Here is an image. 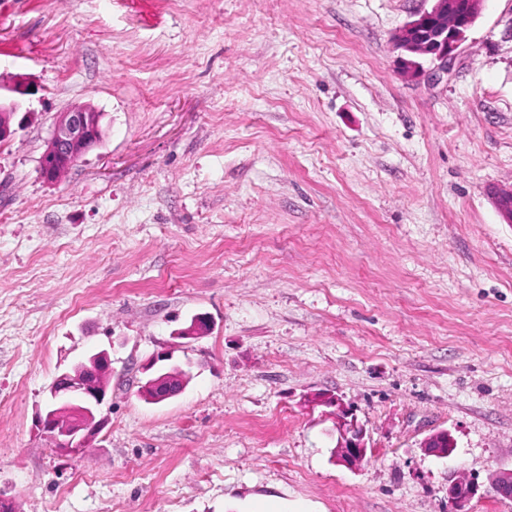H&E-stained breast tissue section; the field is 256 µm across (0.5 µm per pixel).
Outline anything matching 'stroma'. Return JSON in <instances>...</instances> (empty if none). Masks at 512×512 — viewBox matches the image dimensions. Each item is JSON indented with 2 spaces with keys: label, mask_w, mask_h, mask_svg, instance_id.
<instances>
[{
  "label": "stroma",
  "mask_w": 512,
  "mask_h": 512,
  "mask_svg": "<svg viewBox=\"0 0 512 512\" xmlns=\"http://www.w3.org/2000/svg\"><path fill=\"white\" fill-rule=\"evenodd\" d=\"M431 0H0V494L16 512H512V0L404 77ZM29 94L15 93L17 85ZM103 139L57 182L55 119ZM210 331L180 338L193 318ZM107 350L59 455L55 376ZM188 369L178 396L143 367ZM338 398L366 432L336 462ZM448 431L453 452L425 454ZM478 483L461 508L448 487ZM111 365L107 351L93 353L58 375L49 387L38 426L61 453L75 454L89 447L103 429L107 419L101 415V405L112 376ZM180 371H182L180 381H178L180 384L175 383L173 385L171 382H177V380L173 379L175 376L173 371L147 375L145 382L140 386V395L155 403H160L177 396L187 384V373L183 370Z\"/></svg>",
  "instance_id": "obj_1"
}]
</instances>
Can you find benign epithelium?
I'll return each mask as SVG.
<instances>
[{
    "instance_id": "7a95c632",
    "label": "benign epithelium",
    "mask_w": 512,
    "mask_h": 512,
    "mask_svg": "<svg viewBox=\"0 0 512 512\" xmlns=\"http://www.w3.org/2000/svg\"><path fill=\"white\" fill-rule=\"evenodd\" d=\"M433 6L416 15L399 32L396 48L400 50L403 72L413 78L424 74L437 78L448 72V64L465 41L467 32L479 16L484 0H432ZM420 56L430 59L434 67L428 71L417 61ZM101 116L95 110L77 106L57 115L47 149L40 165L54 164L47 181L54 182L102 139ZM498 210L508 224L512 223V187L494 193ZM210 330L205 319H195L181 331L182 338L196 339ZM112 376L111 359L102 350L87 360L58 375L48 390V400L38 416L41 431L55 442V448L65 454H75L89 447L106 423L101 415L109 380ZM171 371L149 374L140 386V395L160 403L169 400L185 388L187 373L180 374V383L173 382ZM320 402L336 407L338 434L334 458L350 469L358 467L367 456L365 431L339 399L324 397ZM494 489L504 497L512 498V472L497 474ZM478 485L457 482L448 487V496L462 500L473 498Z\"/></svg>"
}]
</instances>
